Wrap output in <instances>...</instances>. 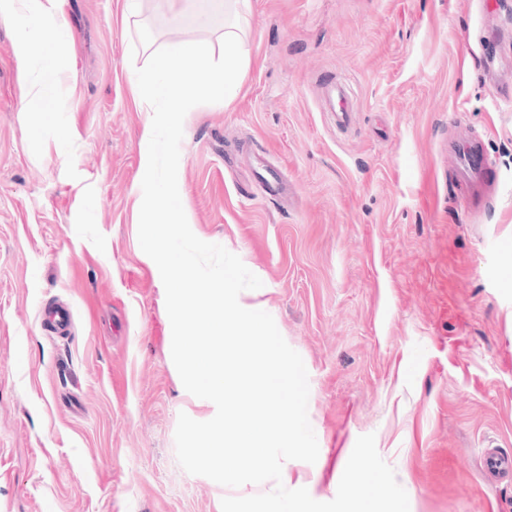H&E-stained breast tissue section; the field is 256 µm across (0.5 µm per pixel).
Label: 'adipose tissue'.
<instances>
[{
	"mask_svg": "<svg viewBox=\"0 0 512 512\" xmlns=\"http://www.w3.org/2000/svg\"><path fill=\"white\" fill-rule=\"evenodd\" d=\"M59 0H0V18L25 13L33 29L18 42L21 82L30 111L46 112L59 87L68 60L56 49L57 31L63 23Z\"/></svg>",
	"mask_w": 512,
	"mask_h": 512,
	"instance_id": "obj_1",
	"label": "adipose tissue"
}]
</instances>
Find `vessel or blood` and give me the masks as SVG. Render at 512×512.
Wrapping results in <instances>:
<instances>
[{"label": "vessel or blood", "mask_w": 512, "mask_h": 512, "mask_svg": "<svg viewBox=\"0 0 512 512\" xmlns=\"http://www.w3.org/2000/svg\"><path fill=\"white\" fill-rule=\"evenodd\" d=\"M326 110L337 127H349L354 112L349 105L348 97L342 84L328 81L323 85ZM449 154L455 163V176L459 182L470 188L468 204L472 210L483 207L485 199L495 187L494 165L482 140L466 138L451 143ZM487 474L497 480L512 478V455L493 451L485 454L482 460Z\"/></svg>", "instance_id": "1"}]
</instances>
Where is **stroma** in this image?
<instances>
[{"label":"stroma","instance_id":"obj_1","mask_svg":"<svg viewBox=\"0 0 512 512\" xmlns=\"http://www.w3.org/2000/svg\"><path fill=\"white\" fill-rule=\"evenodd\" d=\"M253 0L243 93L188 113L178 188L193 233L262 282L308 372L323 478L374 434L410 512H512L483 449L512 452V104L485 59L512 70V0ZM74 61L43 119L28 112L0 20V512H220V490L178 463L179 414L211 419L171 357L156 264L138 240L144 133L135 70L167 42L220 55L224 19L159 0H60ZM346 84L347 129L322 109ZM482 137L498 180L473 213L449 142ZM276 175L287 203L256 179ZM68 305L69 326L44 311ZM445 454V470L427 465Z\"/></svg>","mask_w":512,"mask_h":512}]
</instances>
